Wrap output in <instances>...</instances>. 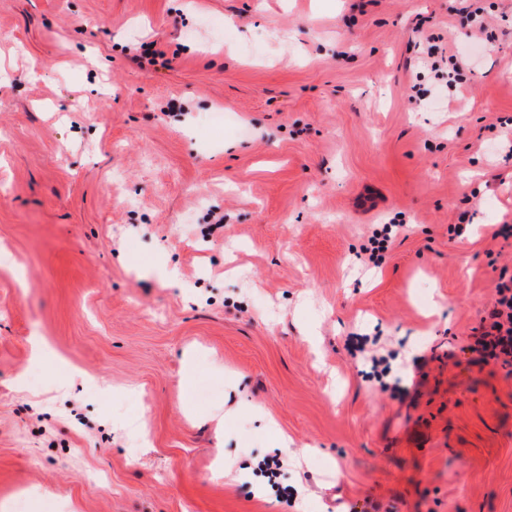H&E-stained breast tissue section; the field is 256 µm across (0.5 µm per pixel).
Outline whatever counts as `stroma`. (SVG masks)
I'll return each mask as SVG.
<instances>
[{
    "label": "stroma",
    "mask_w": 512,
    "mask_h": 512,
    "mask_svg": "<svg viewBox=\"0 0 512 512\" xmlns=\"http://www.w3.org/2000/svg\"><path fill=\"white\" fill-rule=\"evenodd\" d=\"M502 224L512 0H0V512H512ZM393 227L398 228L397 225L394 224H385L381 231L375 230L369 239L371 247L367 248L366 252H369V262L375 266L379 265L382 259L380 252L388 248V243L391 240L390 234L393 231ZM497 298L479 329L469 350L478 353L484 361L501 360L503 366H512V277L502 281L496 289ZM488 320V324L485 322Z\"/></svg>",
    "instance_id": "obj_1"
}]
</instances>
